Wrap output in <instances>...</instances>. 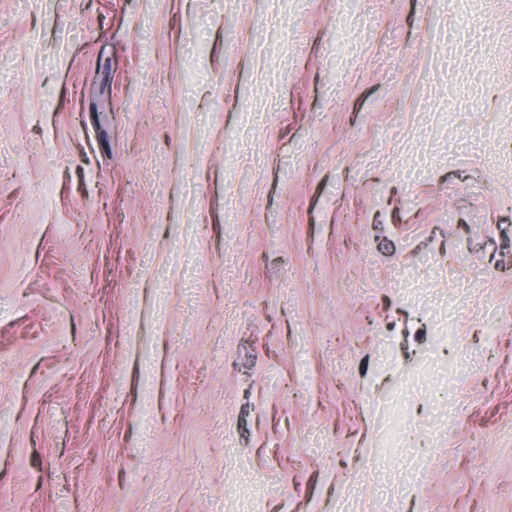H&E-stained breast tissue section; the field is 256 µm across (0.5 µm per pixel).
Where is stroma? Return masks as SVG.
Segmentation results:
<instances>
[{
	"label": "stroma",
	"mask_w": 512,
	"mask_h": 512,
	"mask_svg": "<svg viewBox=\"0 0 512 512\" xmlns=\"http://www.w3.org/2000/svg\"><path fill=\"white\" fill-rule=\"evenodd\" d=\"M480 9L0 0V512H512Z\"/></svg>",
	"instance_id": "1"
}]
</instances>
